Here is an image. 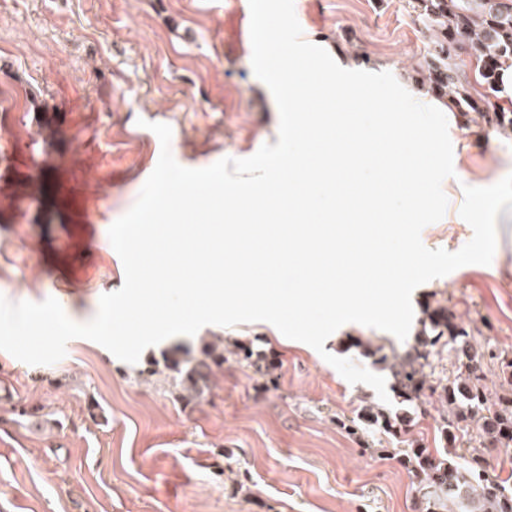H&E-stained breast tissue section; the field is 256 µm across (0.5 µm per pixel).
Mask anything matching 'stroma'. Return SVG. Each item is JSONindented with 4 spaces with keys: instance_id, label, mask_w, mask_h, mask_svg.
Instances as JSON below:
<instances>
[{
    "instance_id": "35a3bbf8",
    "label": "stroma",
    "mask_w": 512,
    "mask_h": 512,
    "mask_svg": "<svg viewBox=\"0 0 512 512\" xmlns=\"http://www.w3.org/2000/svg\"><path fill=\"white\" fill-rule=\"evenodd\" d=\"M241 0H0V295L55 298L91 320L124 267L109 238L161 152L147 125L168 124L187 168L246 158L278 141L279 115L259 88ZM303 40L393 67L420 84L431 33L412 0H294ZM456 175L426 248L473 237L464 186L512 173V140L483 120L446 114ZM491 265H467L419 287L406 340L360 324L329 353L380 373L373 348L416 343L447 309L483 353L512 355V211L497 220ZM264 349L274 382L235 361L205 395L180 396L172 352L206 344ZM369 385L352 384L309 345L270 323L207 325L127 364L76 338L52 365L0 351V512H412L411 476L380 429L352 434Z\"/></svg>"
}]
</instances>
